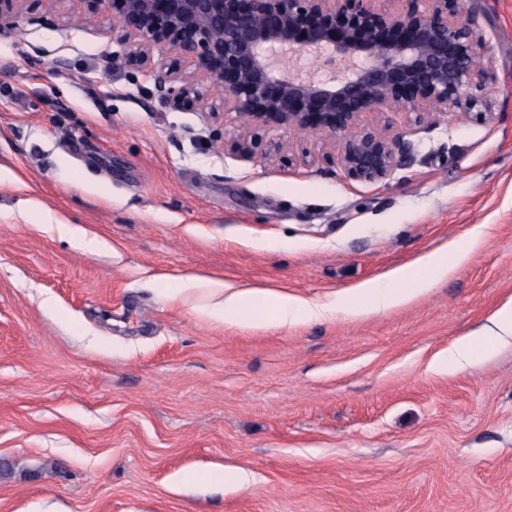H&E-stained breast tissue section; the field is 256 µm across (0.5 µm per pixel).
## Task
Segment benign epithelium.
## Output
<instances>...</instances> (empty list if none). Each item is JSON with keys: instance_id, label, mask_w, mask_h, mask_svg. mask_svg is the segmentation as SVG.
I'll return each instance as SVG.
<instances>
[{"instance_id": "1", "label": "benign epithelium", "mask_w": 512, "mask_h": 512, "mask_svg": "<svg viewBox=\"0 0 512 512\" xmlns=\"http://www.w3.org/2000/svg\"><path fill=\"white\" fill-rule=\"evenodd\" d=\"M22 2L0 0V31ZM84 2L92 14L112 13V29L129 44V66L150 68L161 44L193 61L223 95L224 109L244 121L228 144L241 158L253 156L263 131L334 139L382 104L415 123L434 112L492 116L488 73L476 70L482 30L474 18L455 21L461 0H409L402 17L375 11L371 0ZM155 85L174 110H191L200 99L195 82L171 69L158 72ZM413 155L403 135L376 128L338 146L342 172L364 182L391 177Z\"/></svg>"}]
</instances>
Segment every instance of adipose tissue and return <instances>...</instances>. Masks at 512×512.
<instances>
[{
    "instance_id": "obj_1",
    "label": "adipose tissue",
    "mask_w": 512,
    "mask_h": 512,
    "mask_svg": "<svg viewBox=\"0 0 512 512\" xmlns=\"http://www.w3.org/2000/svg\"><path fill=\"white\" fill-rule=\"evenodd\" d=\"M449 261L447 256L433 255L424 270L401 271L399 287H383L375 283L367 284L365 297L359 305V312L380 310L412 300L421 295L429 286V276L433 273H447ZM258 308L250 315H242L241 309L245 299L244 292L233 291L224 296V320L237 326L261 327L268 318H275L278 323H285L296 315L306 318L320 316L319 307L303 304L299 299L269 291L258 290L254 293ZM512 340V300L497 309L478 330L457 339L448 350L446 358L440 359L436 367L444 369L450 366L461 367L474 365L488 358L502 344Z\"/></svg>"
}]
</instances>
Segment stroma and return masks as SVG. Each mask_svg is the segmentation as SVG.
I'll use <instances>...</instances> for the list:
<instances>
[{
  "instance_id": "stroma-1",
  "label": "stroma",
  "mask_w": 512,
  "mask_h": 512,
  "mask_svg": "<svg viewBox=\"0 0 512 512\" xmlns=\"http://www.w3.org/2000/svg\"><path fill=\"white\" fill-rule=\"evenodd\" d=\"M473 17L492 117L362 113L415 145L369 183L319 133L232 156L242 120L192 61L133 69L109 14L24 0L0 34V512H512V344L433 366L512 299V0ZM173 63L194 110L155 87ZM434 253L418 298L352 312ZM224 283L325 312L233 326Z\"/></svg>"
}]
</instances>
